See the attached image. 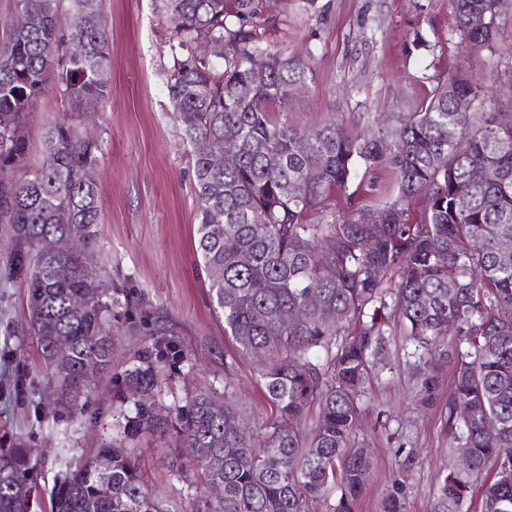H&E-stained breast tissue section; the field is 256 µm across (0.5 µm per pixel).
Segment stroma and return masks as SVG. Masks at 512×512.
<instances>
[{
	"mask_svg": "<svg viewBox=\"0 0 512 512\" xmlns=\"http://www.w3.org/2000/svg\"><path fill=\"white\" fill-rule=\"evenodd\" d=\"M309 15L300 0H281L287 20L271 39L290 55L314 53L312 90L295 98L290 121L315 127L342 117L356 127L371 120L391 123L414 111L448 69L461 64L451 0H319ZM112 58V95L99 128L103 153L97 166L103 224L102 266L123 306L112 321V370L87 388L82 412L71 417L43 373L28 334L24 288L0 281V430L19 434L32 448L37 482L51 487L59 455L81 462L90 449L112 439L117 377L130 353L152 343L162 329L184 359L171 366L170 405L186 389L223 390L232 383L238 400L255 415H270V405L253 362L224 366L229 345L212 310L208 278L199 265L193 237L197 198L188 148L172 116L165 72L170 66L172 29L166 0H102ZM429 50L414 49L415 34ZM390 370L373 388L375 407L361 417L359 435L373 448L375 469L359 512H377L394 483L405 486L406 512H428L438 473L457 455L442 430V405L422 407L414 378L392 345ZM392 415L388 427L378 411ZM408 434L416 463L410 472L397 465V440L391 429ZM165 442L143 441L142 471L159 492L188 486L163 461Z\"/></svg>",
	"mask_w": 512,
	"mask_h": 512,
	"instance_id": "obj_1",
	"label": "stroma"
}]
</instances>
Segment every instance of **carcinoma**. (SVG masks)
<instances>
[{"label":"carcinoma","mask_w":512,"mask_h":512,"mask_svg":"<svg viewBox=\"0 0 512 512\" xmlns=\"http://www.w3.org/2000/svg\"><path fill=\"white\" fill-rule=\"evenodd\" d=\"M83 2L0 0L13 18L0 29V238L9 247L0 278L23 280L42 367L74 414L88 370L112 369L119 305L98 263L99 185L83 180L102 143L81 129L112 92L111 59L105 23L82 24ZM278 2L167 0L166 72L198 199L194 249L206 271H223L210 277L209 296L233 349L226 368L257 363L274 415L256 417L228 385L221 395L200 388L160 403L169 363L158 338L122 373L112 442L79 465L57 460L63 472L48 510L357 512L374 467L359 418L400 335L423 404L446 385L440 361L452 363L444 429L470 461L440 475L430 512H472L475 496L480 512H512V252L500 247L512 238V113L499 111L478 65L498 51L506 0H455L453 36L471 48L467 66L448 72L416 111L358 133L278 118L293 88L316 77L313 57L269 41L284 24ZM204 42L209 55L198 52ZM257 60L268 80L254 87ZM49 69L70 113L46 123L33 164L27 125ZM463 99L471 110L459 109ZM450 124L464 149L448 142ZM229 130L240 142L235 161L215 167L212 146ZM476 171L483 177L472 178ZM371 172L389 175L374 205L361 203ZM56 236L78 239L80 251L41 255V242ZM61 263L71 267L64 278ZM75 297L85 299L80 310ZM488 418L499 437L485 434ZM231 422L254 432L244 437ZM144 436L176 438L169 467L196 475L179 497L144 483L133 447ZM31 457L19 438L0 443V512L41 507ZM214 484L221 495L209 494ZM404 504L398 483L380 512H405Z\"/></svg>","instance_id":"cac0c4a2"}]
</instances>
